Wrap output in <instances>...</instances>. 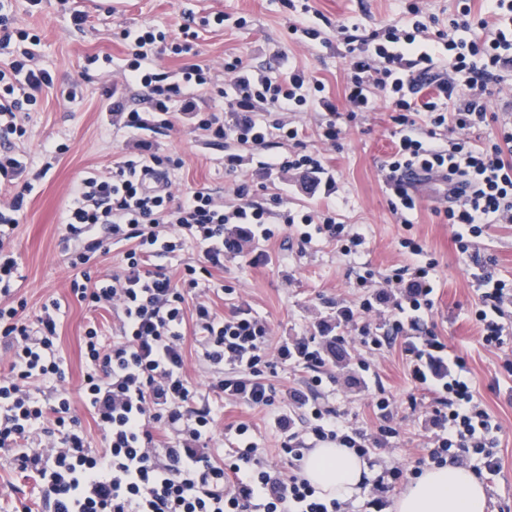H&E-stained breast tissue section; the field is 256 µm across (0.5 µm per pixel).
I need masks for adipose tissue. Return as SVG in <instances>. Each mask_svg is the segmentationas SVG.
I'll list each match as a JSON object with an SVG mask.
<instances>
[{"label":"adipose tissue","instance_id":"obj_1","mask_svg":"<svg viewBox=\"0 0 512 512\" xmlns=\"http://www.w3.org/2000/svg\"><path fill=\"white\" fill-rule=\"evenodd\" d=\"M304 474L323 495L341 502L357 495L367 469L352 450L328 444L309 450ZM482 483L467 467H431L415 477L398 495L393 512H485Z\"/></svg>","mask_w":512,"mask_h":512}]
</instances>
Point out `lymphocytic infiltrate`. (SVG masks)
Instances as JSON below:
<instances>
[{
  "instance_id": "f902f5d3",
  "label": "lymphocytic infiltrate",
  "mask_w": 512,
  "mask_h": 512,
  "mask_svg": "<svg viewBox=\"0 0 512 512\" xmlns=\"http://www.w3.org/2000/svg\"><path fill=\"white\" fill-rule=\"evenodd\" d=\"M348 60L344 107L324 97L321 82L293 67L271 76L244 66L241 59L222 70L185 65L178 74L158 69L163 52L190 53L191 47L167 40L165 32L142 26L122 30L129 55L118 67L104 66L113 85L137 87L148 109L159 115L175 105L193 112L195 128L215 140L242 146H265L271 135L296 139L291 115L301 107L328 112L321 138L336 144L342 133L341 114L356 118L371 111L376 92H383L398 127L395 149L383 164L391 210L400 219L416 212V185L433 182L442 195L436 208L454 230L458 253L468 261L478 301L474 316L481 326L480 343L501 347L512 327V282L498 277L480 252L489 229L512 224V108L492 111L490 104L507 96L506 75L512 71V0H487L475 11L472 0H457L442 19L426 0H404L401 22L369 32L358 27L338 30ZM41 38L17 26L13 0H0V136L24 138L26 127L17 115L37 105L54 78L40 62ZM218 91L223 113L200 111V92ZM423 132H416L417 121ZM497 124L495 137L474 140L471 132ZM459 131L447 142L444 131ZM179 161L137 145L106 172L86 173L71 193L63 216V240L70 265L79 277L70 284L78 300L94 308L112 307L118 332L104 340L98 327L85 332V354L94 367L80 388L102 437L91 448L72 398L64 387V362L57 352L61 305H43L36 322L20 315L14 283L18 265L0 248V344L10 354V375L0 379V452L16 468L31 473L49 512H354L352 503L320 496L305 477V443L335 444L362 458L375 456L397 431L392 426L396 405L384 387H377L373 408L380 436L370 439L346 422L325 402L326 359L314 339L272 344L273 330L248 303L235 305L229 316L213 311L207 294L187 305V290H197L198 271L185 265L180 280L144 267L149 256L176 257L186 247L199 248L204 263L224 264L225 234L266 241L273 237V218L293 228L301 244L335 241L341 253H357L364 237L356 228L336 221L333 209L320 214L287 210L276 214L254 204L250 185L241 182L238 203L225 207L204 191L174 198L171 190L147 191L146 176L160 172L172 178ZM265 175L300 169L332 195L336 185L322 156L298 152L267 157ZM414 172V186L398 177ZM123 247V265L109 278L92 280L91 259ZM355 304H339L337 325L351 326L356 343L349 361L365 376L384 345L401 340V352L416 386L434 393L422 423L427 432L419 465L449 463L472 466L478 479L493 482L501 472L496 447L500 429L473 388L463 358H449L445 345L425 328L438 288L433 261L395 269L375 280L365 272L356 282ZM380 322H373V315ZM193 325L203 360L230 368L231 376L216 387L221 399L254 406L271 404L272 389L263 366L299 365L310 374L312 392H292V412L274 419L285 437L290 473L264 467L247 423L234 430L227 459H216L206 447L212 439L210 405H193L186 374L183 329ZM37 449H30L31 436Z\"/></svg>"
}]
</instances>
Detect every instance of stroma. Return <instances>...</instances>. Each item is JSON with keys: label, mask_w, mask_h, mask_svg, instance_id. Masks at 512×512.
<instances>
[{"label": "stroma", "mask_w": 512, "mask_h": 512, "mask_svg": "<svg viewBox=\"0 0 512 512\" xmlns=\"http://www.w3.org/2000/svg\"><path fill=\"white\" fill-rule=\"evenodd\" d=\"M309 5L318 14L315 25L323 38L322 43L311 46L290 33L292 16L283 0H76L77 8L90 17L80 30L58 11L54 0H43L35 8L26 0L14 4L18 24L35 29L41 36V62L52 72L54 87L35 110L18 113V121L28 134L14 140L12 148L24 156L32 171L47 161L45 148L56 147L57 153L49 160L51 169L27 195L18 225L9 237L0 240V248L18 258L17 295L26 300L28 317H36L49 299L61 304L58 347L66 362L64 385L75 396L74 411L91 447H101L102 440L90 412L77 397L92 369L84 355V332L94 323L104 338H111L118 319L112 308L94 310L72 295L74 271L68 263L61 220L70 202V188L86 172L111 168L126 149L127 135L113 125L106 110L108 85L96 70L88 69L87 60L94 56L125 58L128 48L119 36L123 28L152 25L174 38L180 36L182 24L190 17L198 33L197 56L165 54L159 60L162 70L175 72L190 62L219 66L233 57L259 70L296 66L321 80L325 96L340 106L344 103L346 62L334 45L337 26L346 23L369 30L380 28L400 20L401 2L310 0ZM217 12L227 16L223 28L204 26V19ZM241 16L247 24L240 29L234 21ZM72 85L78 86L80 94L76 101L68 102L60 92ZM327 118V113L305 110L297 116L301 129L298 140L275 136L261 149L211 142L194 133L189 113L179 110L169 114L168 125L150 120L140 137L152 150L181 158L182 167L171 187L174 195L204 190L223 197L225 205L231 206L236 202V183L247 179L255 204L270 206L272 196L277 195L288 209L332 206L337 222L355 225L365 236L358 253L345 256L334 241L324 239L304 246L292 231L275 225L271 240L253 241L239 252L225 253L223 268L203 278L217 315L227 314L233 304L244 300L266 317L275 336H320L322 324L332 322L337 303L355 301L358 274L368 269L388 274L413 265V257L403 253L398 241L413 238L423 244L428 258L437 263L439 281L438 299L427 325L446 345L449 355L465 360L479 398L500 424L497 451L502 471L485 488L486 512H512V378L502 368L504 359L512 360V339L499 349H487L479 343L481 327L472 315L476 295L468 268L457 253L451 226L434 212L440 198L438 186H419L420 206L411 223H400L392 213L381 166L394 149L397 126L384 96H377L373 111L343 123V135L334 147L323 146L319 139ZM301 149L321 151L336 179L335 194L325 196L322 188L297 175L285 180L263 177L260 161L270 155L286 157ZM231 152L244 159L235 173L224 168V156ZM183 347L188 379L198 397L209 400L214 409L212 446H230L235 426L244 422L253 430L262 463L288 471L289 457L282 450L283 438L273 418L285 408L289 391L309 389V372L300 367L265 369V380L274 390L272 405L224 402L213 389L221 373L203 361L192 327L184 329ZM375 371L397 403L399 435L390 454L367 460L372 478L392 466L414 468L424 443L419 409L432 402L430 393L412 383L399 342L383 349ZM327 372L335 382L325 388V399L350 425L376 437L378 421L370 389L347 372L342 361L331 362ZM37 498L34 479L16 470L9 457L0 454V512H22L24 507L34 506Z\"/></svg>", "instance_id": "35a3bbf8"}]
</instances>
